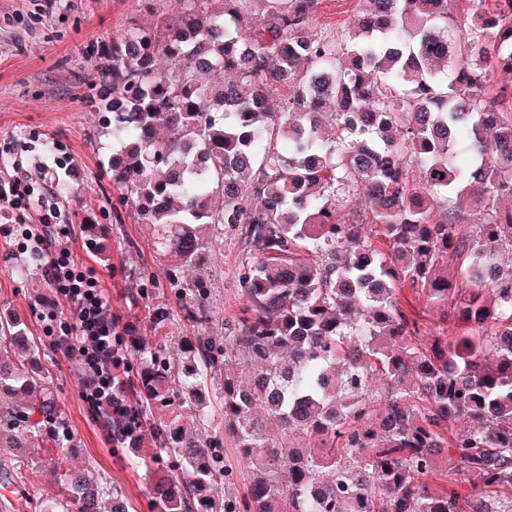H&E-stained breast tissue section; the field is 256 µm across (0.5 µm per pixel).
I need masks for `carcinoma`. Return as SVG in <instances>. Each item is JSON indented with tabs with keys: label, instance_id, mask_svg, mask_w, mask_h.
Returning <instances> with one entry per match:
<instances>
[{
	"label": "carcinoma",
	"instance_id": "cac0c4a2",
	"mask_svg": "<svg viewBox=\"0 0 512 512\" xmlns=\"http://www.w3.org/2000/svg\"><path fill=\"white\" fill-rule=\"evenodd\" d=\"M112 40L94 103L115 149L118 203L167 262L126 301L155 329L186 321L185 365L118 324L112 443L167 463L153 512H512V0L466 15L448 0H361L358 30L310 27L317 0H179ZM291 90L278 100L279 88ZM471 201L473 223L433 213L411 179ZM365 209L341 214L350 199ZM241 228L234 331H207V290L177 275L214 233ZM89 248H107L91 224ZM410 289L437 322L402 309ZM178 308H173L169 299ZM466 332L459 335L455 324ZM18 360L0 364V447L61 448L60 410L27 366L38 344L0 321ZM219 415L200 402L216 370ZM201 425L195 439L185 403ZM467 419L462 429L453 427ZM228 438L242 468L217 453ZM41 470L0 461V481ZM35 512H129L92 472Z\"/></svg>",
	"mask_w": 512,
	"mask_h": 512
}]
</instances>
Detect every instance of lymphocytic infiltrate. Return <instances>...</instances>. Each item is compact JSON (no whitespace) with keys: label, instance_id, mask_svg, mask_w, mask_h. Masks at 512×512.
<instances>
[{"label":"lymphocytic infiltrate","instance_id":"obj_1","mask_svg":"<svg viewBox=\"0 0 512 512\" xmlns=\"http://www.w3.org/2000/svg\"><path fill=\"white\" fill-rule=\"evenodd\" d=\"M42 209L28 239L32 251L43 257L46 281L56 295L50 317H57L66 308L74 313L72 320L62 322L60 340L65 352L80 360L81 397L96 411L112 403L116 324L100 271L94 265L77 262L70 249L58 243L57 238L62 234L56 224L59 208L46 203Z\"/></svg>","mask_w":512,"mask_h":512}]
</instances>
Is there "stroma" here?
<instances>
[{
	"instance_id": "1",
	"label": "stroma",
	"mask_w": 512,
	"mask_h": 512,
	"mask_svg": "<svg viewBox=\"0 0 512 512\" xmlns=\"http://www.w3.org/2000/svg\"><path fill=\"white\" fill-rule=\"evenodd\" d=\"M178 9V0H0V172L22 167L35 180L39 194L54 196L61 223L75 228L71 247L78 260L93 257L81 224L110 227V263L125 270L124 275L105 281L111 309L123 322L135 324L141 339L149 343L155 331L144 310L124 300L126 275L146 266L162 281L167 266L153 257L132 211L118 217L112 214L117 193L101 166L112 152V142L99 132L92 99L100 71L110 62L106 48L129 19L147 24L153 14ZM359 10V0H318L311 28L349 31ZM49 145L73 159L69 172L57 178L43 174ZM62 182L67 192L58 188ZM131 238L137 248L128 247ZM247 250L239 233L225 231L206 246L198 266L183 274L189 282L205 281L214 333H223L237 318L239 266ZM26 259L13 238L0 236V317H20L28 336L40 344L31 375L36 384L53 388L64 413L66 466L74 471L94 470L101 482L122 491L134 512H150L157 466L135 468L127 453L114 452L101 421L80 397L82 374L77 360L65 358L43 333L40 316L50 309L54 292L49 287L34 288L43 271L22 272Z\"/></svg>"
}]
</instances>
